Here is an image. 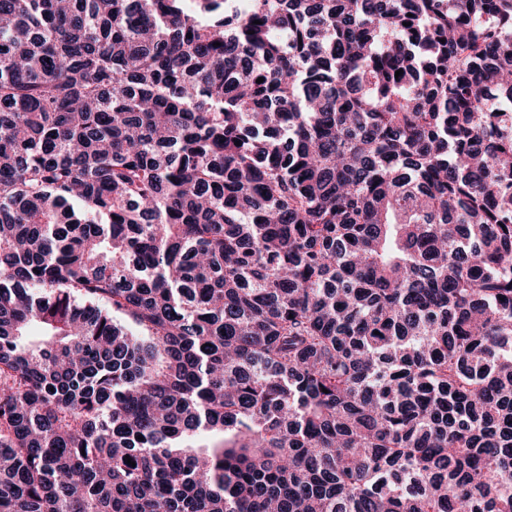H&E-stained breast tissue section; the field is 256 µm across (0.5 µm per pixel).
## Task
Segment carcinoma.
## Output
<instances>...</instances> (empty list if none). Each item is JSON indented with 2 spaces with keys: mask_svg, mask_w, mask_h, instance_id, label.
Returning <instances> with one entry per match:
<instances>
[{
  "mask_svg": "<svg viewBox=\"0 0 512 512\" xmlns=\"http://www.w3.org/2000/svg\"><path fill=\"white\" fill-rule=\"evenodd\" d=\"M495 98L512 0H0V512H512Z\"/></svg>",
  "mask_w": 512,
  "mask_h": 512,
  "instance_id": "carcinoma-1",
  "label": "carcinoma"
}]
</instances>
